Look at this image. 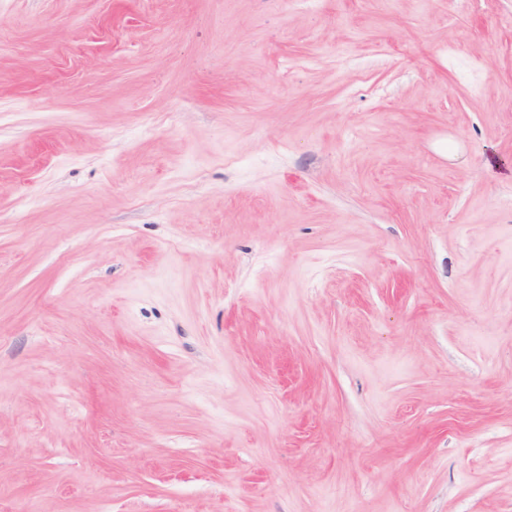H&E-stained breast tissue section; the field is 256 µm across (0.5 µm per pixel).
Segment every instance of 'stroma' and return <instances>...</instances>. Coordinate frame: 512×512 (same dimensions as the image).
I'll list each match as a JSON object with an SVG mask.
<instances>
[{"label":"stroma","mask_w":512,"mask_h":512,"mask_svg":"<svg viewBox=\"0 0 512 512\" xmlns=\"http://www.w3.org/2000/svg\"><path fill=\"white\" fill-rule=\"evenodd\" d=\"M0 512H512V0H0Z\"/></svg>","instance_id":"stroma-1"}]
</instances>
